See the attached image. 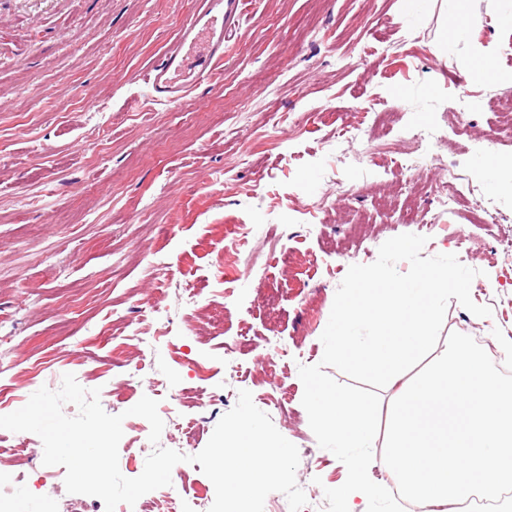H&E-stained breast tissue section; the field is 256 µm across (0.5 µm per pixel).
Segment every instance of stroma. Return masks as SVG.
<instances>
[{"label":"stroma","instance_id":"stroma-1","mask_svg":"<svg viewBox=\"0 0 512 512\" xmlns=\"http://www.w3.org/2000/svg\"><path fill=\"white\" fill-rule=\"evenodd\" d=\"M199 0H0V383L39 362V385L64 374L99 389L104 410L158 401L159 445L182 450L176 423H193L201 451L220 418L249 390L254 404L300 448L296 472L308 503L326 512L324 488L347 468L321 448L302 405L299 368L318 364L321 335L349 267L373 263L386 240L417 233L408 186L390 167L406 131L447 127L467 92L474 123L441 161L477 191L463 213H440L423 256L455 252L471 235L466 266L480 318L450 300L441 337L471 336L492 361L493 337L512 340V261L491 258L490 233L470 224L485 207L512 216V167L489 189L482 129L487 101L512 95V0H246L214 78L176 107L156 103L143 75L177 41ZM463 34L445 38L452 23ZM486 73H479L478 65ZM395 110L385 137L334 138L336 115ZM310 120H300V113ZM268 138H260V131ZM143 331L129 348L131 328ZM255 349L229 352L240 337ZM185 392L209 396L200 410ZM150 425L123 422L119 469H144ZM18 502L46 503L43 444L32 437ZM171 493L188 512L215 498L200 464L175 467Z\"/></svg>","mask_w":512,"mask_h":512}]
</instances>
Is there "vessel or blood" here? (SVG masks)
I'll return each mask as SVG.
<instances>
[{"mask_svg":"<svg viewBox=\"0 0 512 512\" xmlns=\"http://www.w3.org/2000/svg\"><path fill=\"white\" fill-rule=\"evenodd\" d=\"M241 10L242 0H201L176 45L148 75L154 100L179 104L197 83L212 75L224 60V41Z\"/></svg>","mask_w":512,"mask_h":512,"instance_id":"obj_1","label":"vessel or blood"}]
</instances>
